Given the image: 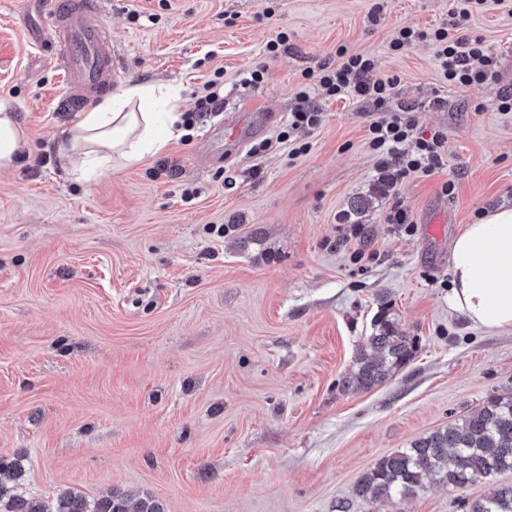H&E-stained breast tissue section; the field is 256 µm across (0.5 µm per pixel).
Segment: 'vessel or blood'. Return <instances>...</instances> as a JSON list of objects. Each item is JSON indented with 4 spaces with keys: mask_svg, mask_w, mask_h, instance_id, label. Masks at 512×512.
<instances>
[{
    "mask_svg": "<svg viewBox=\"0 0 512 512\" xmlns=\"http://www.w3.org/2000/svg\"><path fill=\"white\" fill-rule=\"evenodd\" d=\"M97 12V0H65L48 19L72 88L70 103L77 111L85 105L88 92L103 91L112 81V58L104 45Z\"/></svg>",
    "mask_w": 512,
    "mask_h": 512,
    "instance_id": "obj_1",
    "label": "vessel or blood"
}]
</instances>
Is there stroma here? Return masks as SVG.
<instances>
[{
  "mask_svg": "<svg viewBox=\"0 0 512 512\" xmlns=\"http://www.w3.org/2000/svg\"><path fill=\"white\" fill-rule=\"evenodd\" d=\"M99 2L113 87L180 88L185 113L208 81L223 99L189 138L75 180L56 153L80 115L46 24L52 0H0V105L28 134L0 170V456L24 469L0 483L47 502L65 489L149 495L165 512H336L343 500L461 512L485 483L431 481L377 505L353 488L379 458L512 392V330L448 306L455 237L512 204V112L498 109L512 92V0ZM461 10L463 33L500 59L495 79L460 89L432 43L390 50L395 29ZM342 48L397 77L386 110L412 107L419 132L444 133L437 173L384 184L372 106L317 89L319 126L277 143L305 73ZM252 103L274 114L258 131ZM398 201L411 230L387 221ZM384 303L417 337L415 357L380 386L345 389Z\"/></svg>",
  "mask_w": 512,
  "mask_h": 512,
  "instance_id": "stroma-1",
  "label": "stroma"
}]
</instances>
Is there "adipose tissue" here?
<instances>
[{"instance_id":"ef3b65f1","label":"adipose tissue","mask_w":512,"mask_h":512,"mask_svg":"<svg viewBox=\"0 0 512 512\" xmlns=\"http://www.w3.org/2000/svg\"><path fill=\"white\" fill-rule=\"evenodd\" d=\"M179 100L168 85L126 84L62 131L57 155L83 181L113 163L141 161L180 136ZM26 144L15 113L0 107V170L12 167ZM451 270V309L489 330L512 329V207L497 208L466 226L453 243Z\"/></svg>"}]
</instances>
